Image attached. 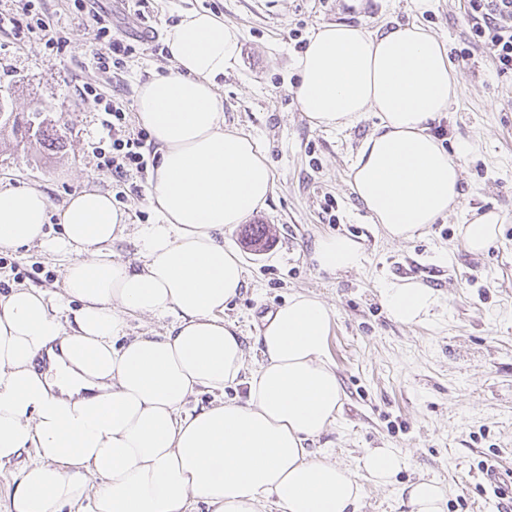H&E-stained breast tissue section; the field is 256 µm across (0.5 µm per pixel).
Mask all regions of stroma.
Segmentation results:
<instances>
[{
  "label": "stroma",
  "mask_w": 512,
  "mask_h": 512,
  "mask_svg": "<svg viewBox=\"0 0 512 512\" xmlns=\"http://www.w3.org/2000/svg\"><path fill=\"white\" fill-rule=\"evenodd\" d=\"M55 28L65 31L62 52L41 36L24 41L0 30V102L22 119L39 116L60 138L44 142L32 132L0 133V187H38L50 202L46 229L58 235V209L85 185L110 193L132 223L156 219L149 170L116 179L99 168L92 152L105 138L103 100L122 94L130 130H137L136 91L167 72V54L141 44L112 77L91 63L92 35L79 26L70 0H42ZM464 0H431L416 14L413 0H154L158 32L181 13L207 10L241 29L235 62L218 81L224 125L256 137L264 146L275 189L265 209L248 224L225 229L236 247L247 285L224 311L245 342L248 366L261 353L255 338L265 314L292 295L317 296L333 310L328 360L342 389L335 426L312 447L356 469L373 448L406 458L396 485L365 483L359 512H405L397 493L418 477L437 480L448 492V512H498L494 487L512 488V79L497 76L489 51L472 44ZM419 20L442 38L458 77L457 98L436 131L451 155L461 158L462 209L428 226L408 242H393L372 224L350 188V164L377 118L366 113L343 130L311 127L292 87L294 59L319 25L348 23L376 29ZM470 48L468 62L458 61ZM97 96L84 95V86ZM468 154H460L462 145ZM494 210L501 217L496 243L473 254L462 245L466 214ZM267 235L250 245L249 225ZM340 234L358 241L361 268L331 273L313 260L318 237ZM68 258L39 247L0 254V294L24 286L59 291ZM390 280L433 288L441 305L431 321L403 326L390 319L380 290ZM497 465L490 485L479 462Z\"/></svg>",
  "instance_id": "1"
}]
</instances>
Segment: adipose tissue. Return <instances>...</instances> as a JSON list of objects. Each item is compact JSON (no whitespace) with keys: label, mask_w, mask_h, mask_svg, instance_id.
<instances>
[{"label":"adipose tissue","mask_w":512,"mask_h":512,"mask_svg":"<svg viewBox=\"0 0 512 512\" xmlns=\"http://www.w3.org/2000/svg\"><path fill=\"white\" fill-rule=\"evenodd\" d=\"M241 30L206 11L167 27L172 67L142 83L136 120L158 147L151 199L158 215L138 231L139 262L114 259L129 216L97 189L74 193L59 235L45 230L50 202L39 188L0 187V251L37 245L70 261L57 296L34 288L0 295V464L27 450L8 512H357L353 472L308 444L341 409L326 360L331 308L304 294L270 312L246 365L243 338L224 309L246 285L224 229L262 210L274 175L259 140L224 127L217 91ZM293 89L312 127L334 130L365 113L378 122L350 165V186L392 241L412 240L461 204V167L431 127L456 98L443 39L420 23L383 30L323 24L295 60ZM322 269L364 261L344 235L319 238ZM382 302L397 323L429 321L431 288L389 281ZM167 320L164 333L124 336V319ZM245 383L244 401H224ZM215 400L187 409L190 396ZM406 465L391 448L359 467L378 486ZM401 495L409 512H447L445 489L418 479Z\"/></svg>","instance_id":"1"}]
</instances>
